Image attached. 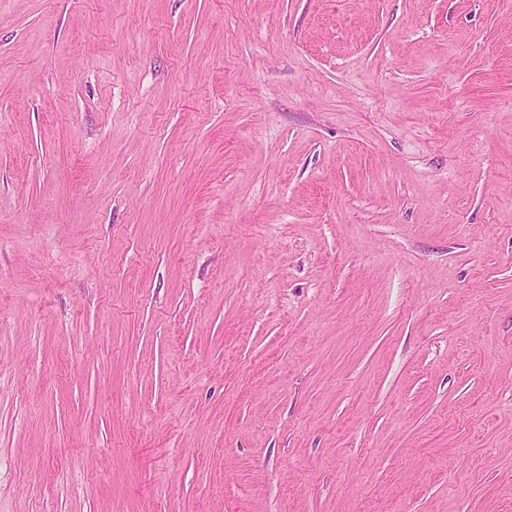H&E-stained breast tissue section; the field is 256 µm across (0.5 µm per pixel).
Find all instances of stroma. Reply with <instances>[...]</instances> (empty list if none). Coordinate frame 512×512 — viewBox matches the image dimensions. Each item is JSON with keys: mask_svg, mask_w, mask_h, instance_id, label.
<instances>
[{"mask_svg": "<svg viewBox=\"0 0 512 512\" xmlns=\"http://www.w3.org/2000/svg\"><path fill=\"white\" fill-rule=\"evenodd\" d=\"M0 512H512V0H0Z\"/></svg>", "mask_w": 512, "mask_h": 512, "instance_id": "obj_1", "label": "stroma"}]
</instances>
